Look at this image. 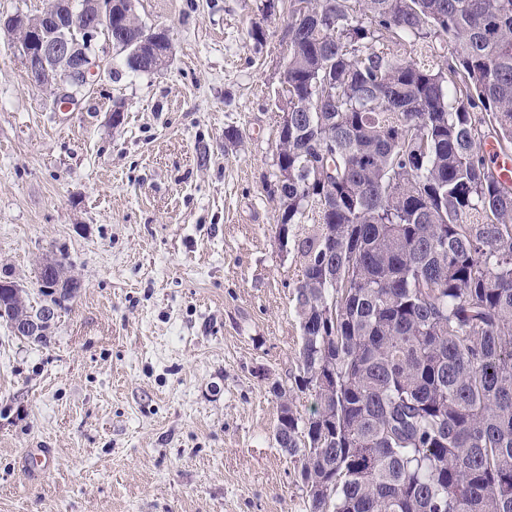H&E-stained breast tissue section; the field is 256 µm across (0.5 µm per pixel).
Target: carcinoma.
<instances>
[{"instance_id": "obj_1", "label": "carcinoma", "mask_w": 512, "mask_h": 512, "mask_svg": "<svg viewBox=\"0 0 512 512\" xmlns=\"http://www.w3.org/2000/svg\"><path fill=\"white\" fill-rule=\"evenodd\" d=\"M151 73L168 46L136 48ZM288 78L268 193L302 274L292 388L275 428L307 512H512V0H288ZM26 304L77 292L57 259Z\"/></svg>"}]
</instances>
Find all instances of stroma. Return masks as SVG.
<instances>
[{
	"label": "stroma",
	"mask_w": 512,
	"mask_h": 512,
	"mask_svg": "<svg viewBox=\"0 0 512 512\" xmlns=\"http://www.w3.org/2000/svg\"><path fill=\"white\" fill-rule=\"evenodd\" d=\"M287 15L139 0L169 66L131 72L98 37L63 106L0 34V272L34 304L46 259L80 283L49 346L0 320V512H305L272 392L300 341L301 262L265 184Z\"/></svg>",
	"instance_id": "1"
}]
</instances>
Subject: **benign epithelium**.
I'll use <instances>...</instances> for the list:
<instances>
[{
  "label": "benign epithelium",
  "mask_w": 512,
  "mask_h": 512,
  "mask_svg": "<svg viewBox=\"0 0 512 512\" xmlns=\"http://www.w3.org/2000/svg\"><path fill=\"white\" fill-rule=\"evenodd\" d=\"M127 4L136 6L135 0H83L76 9L73 0H48L34 21L20 15L1 16L0 31L20 40L17 50L31 82L41 87L45 79L57 75V96L65 100L94 75L97 37L104 33L114 43L121 42L113 34L112 19Z\"/></svg>",
  "instance_id": "1"
}]
</instances>
